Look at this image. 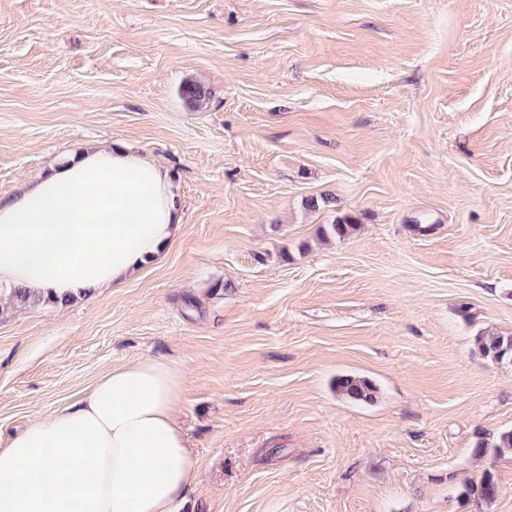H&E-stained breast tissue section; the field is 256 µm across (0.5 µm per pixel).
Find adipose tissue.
Wrapping results in <instances>:
<instances>
[{
	"mask_svg": "<svg viewBox=\"0 0 512 512\" xmlns=\"http://www.w3.org/2000/svg\"><path fill=\"white\" fill-rule=\"evenodd\" d=\"M183 221L168 170L92 143L0 196V289L80 296L162 261ZM163 358L105 370L76 402L0 448V512H176L199 464Z\"/></svg>",
	"mask_w": 512,
	"mask_h": 512,
	"instance_id": "1",
	"label": "adipose tissue"
}]
</instances>
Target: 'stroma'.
Masks as SVG:
<instances>
[{
  "label": "stroma",
  "instance_id": "obj_1",
  "mask_svg": "<svg viewBox=\"0 0 512 512\" xmlns=\"http://www.w3.org/2000/svg\"><path fill=\"white\" fill-rule=\"evenodd\" d=\"M111 141L169 169L180 235L0 309V448L163 357L200 467L179 512H512V454L475 451L512 430V364L475 342L512 334V0H0V195ZM180 96L185 103L194 110L206 107L211 97V92L201 84L186 81L180 88ZM336 393L348 400L372 403L377 399L378 389L365 378L344 376L336 380ZM499 487L492 472H484L477 483H470L466 486L465 496L477 502V504L488 505L498 496Z\"/></svg>",
  "mask_w": 512,
  "mask_h": 512
}]
</instances>
